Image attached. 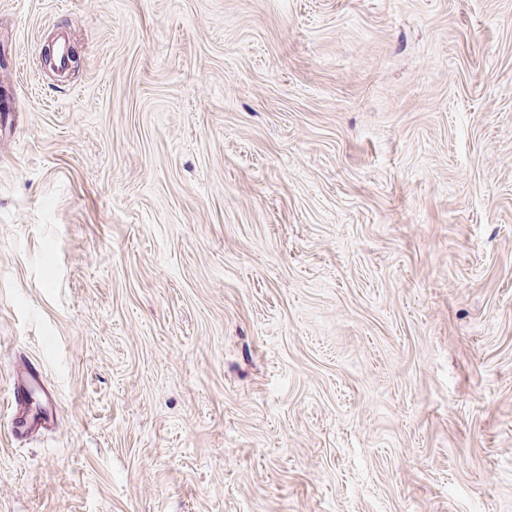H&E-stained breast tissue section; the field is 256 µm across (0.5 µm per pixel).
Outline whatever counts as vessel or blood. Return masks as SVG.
Instances as JSON below:
<instances>
[{"instance_id":"b4317fda","label":"vessel or blood","mask_w":512,"mask_h":512,"mask_svg":"<svg viewBox=\"0 0 512 512\" xmlns=\"http://www.w3.org/2000/svg\"><path fill=\"white\" fill-rule=\"evenodd\" d=\"M44 373L40 366L28 364L17 373L12 383V394L7 402L10 423L15 437L22 438L53 426L57 411L53 399L35 402L36 394L45 393Z\"/></svg>"}]
</instances>
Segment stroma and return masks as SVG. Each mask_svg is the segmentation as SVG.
I'll list each match as a JSON object with an SVG mask.
<instances>
[{
  "mask_svg": "<svg viewBox=\"0 0 512 512\" xmlns=\"http://www.w3.org/2000/svg\"><path fill=\"white\" fill-rule=\"evenodd\" d=\"M0 512H512V0H0ZM38 393L43 395L44 404L33 400ZM7 405L10 409L12 434L17 438L27 437L54 425L57 407L44 386V373L40 365L30 363L15 375Z\"/></svg>",
  "mask_w": 512,
  "mask_h": 512,
  "instance_id": "obj_1",
  "label": "stroma"
}]
</instances>
